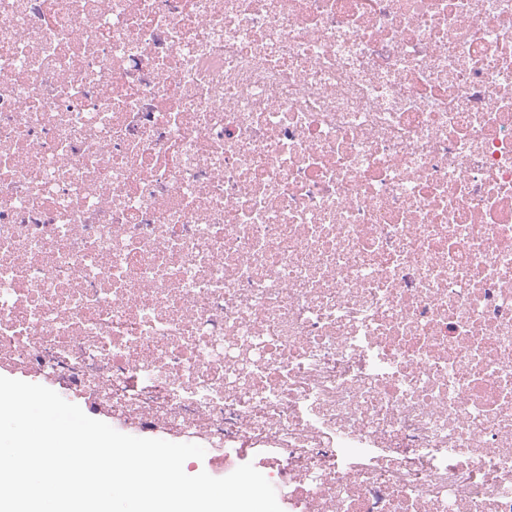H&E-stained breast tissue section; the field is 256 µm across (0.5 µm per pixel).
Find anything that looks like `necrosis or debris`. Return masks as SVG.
I'll return each instance as SVG.
<instances>
[{
    "instance_id": "1",
    "label": "necrosis or debris",
    "mask_w": 512,
    "mask_h": 512,
    "mask_svg": "<svg viewBox=\"0 0 512 512\" xmlns=\"http://www.w3.org/2000/svg\"><path fill=\"white\" fill-rule=\"evenodd\" d=\"M0 363L289 512H512V0H0ZM64 399L67 400L68 402L78 405L82 409V411L90 418L103 421L121 433L136 436V437L163 439V440L175 442V443H189L185 440L176 439L174 437H171L169 435H166V434H163L160 432H145V433H140V434H133L130 431H128L124 426H122L121 424H119L116 421H113L108 416H106L104 414L96 413V412L92 411L91 409H89L86 402L83 401L82 399H80L78 397H74V396L64 398Z\"/></svg>"
}]
</instances>
